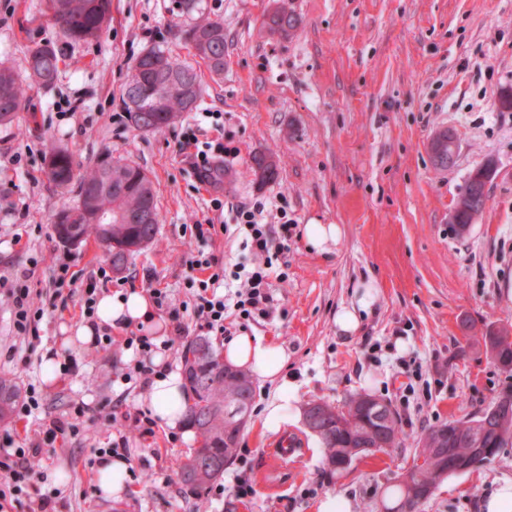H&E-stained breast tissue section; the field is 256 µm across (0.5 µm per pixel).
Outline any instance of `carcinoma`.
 <instances>
[{
    "instance_id": "obj_1",
    "label": "carcinoma",
    "mask_w": 512,
    "mask_h": 512,
    "mask_svg": "<svg viewBox=\"0 0 512 512\" xmlns=\"http://www.w3.org/2000/svg\"><path fill=\"white\" fill-rule=\"evenodd\" d=\"M49 20L61 30L68 43L97 42L112 22V0H46ZM297 16L286 8H277L265 16L264 26L273 35L287 37L298 27ZM184 35L192 43L196 54L208 69L219 75L224 72V24L220 21L202 20L188 29ZM155 55L166 56L163 73L145 71L140 82L130 79L125 89L126 98H142L149 107L146 115L156 120L155 129L161 130L174 124L187 107L189 97H198L199 83L195 70L172 58L160 47L149 49ZM63 48L52 42H40L27 51L28 77L44 87L52 86L59 76V63ZM161 96L162 111L155 113L150 103ZM24 90L15 72L0 66V124L13 122L22 109ZM256 169L261 171V183L272 181L277 176L276 160L266 154L253 157ZM47 175L58 187L68 186L74 179L75 161L66 151L50 148L46 158ZM484 183L468 180L461 196L463 206L457 210L456 230L467 231L474 216L483 210ZM79 199L81 202L57 213L60 227L55 234L79 237L81 242L92 238L100 243L112 266L127 267L136 251L125 253L115 249L110 239L124 237L133 244L152 242L159 224V213L151 180L142 169L130 163L106 158L80 178ZM149 206L154 210L151 224H131L118 220ZM112 214L111 236H105L102 225L96 223L98 213ZM501 369L512 372V342L508 333L493 332L484 337ZM184 375L190 394L187 406V423L195 429L200 446L180 467L182 483L202 492L207 485L224 474V465L236 454L224 442V377L234 380L237 375L224 369V358L219 347L207 336L193 338L182 352ZM19 392L12 379L0 376V422H7L18 401ZM373 397L357 394L346 404L357 405V411L345 413L340 406L324 400L312 401L303 408V415L314 420L328 431L318 436L324 451L325 464L332 470L343 473L344 461H354L367 456L371 449L388 452L402 443L399 418L394 410L383 406V422L377 423L371 414ZM448 430L444 444H438V435ZM482 435V447L491 449V454L512 442V392H501L479 415L468 420L452 419L425 431L419 438L413 459L423 456L427 467L417 463L398 477L392 497L402 507L414 503L417 491L423 488L434 492L445 479L469 471L488 461V457L473 447L471 436Z\"/></svg>"
}]
</instances>
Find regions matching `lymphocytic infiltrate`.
<instances>
[{
    "instance_id": "f902f5d3",
    "label": "lymphocytic infiltrate",
    "mask_w": 512,
    "mask_h": 512,
    "mask_svg": "<svg viewBox=\"0 0 512 512\" xmlns=\"http://www.w3.org/2000/svg\"><path fill=\"white\" fill-rule=\"evenodd\" d=\"M184 144L193 150L191 158L198 180L203 184L210 183L214 172L223 164L225 156L234 152L233 147L218 140L199 145L197 138L191 133L186 134ZM265 211V202L259 200L240 207L234 217L236 227L246 235L245 246L252 256L251 268L228 272L223 260L202 251L192 256L189 261L190 272L185 286L191 294L190 311L196 327L207 335H229L230 330L225 321L231 315L238 319L240 325L245 326L271 314L273 297L269 279L276 271V262L281 251L288 248L291 228L284 218L280 219L278 225L268 224ZM229 276L238 282L234 296L230 299L219 292ZM0 288L4 289L10 303L16 335L37 337L44 311L33 303V290L28 284L27 274L1 276ZM149 292L158 307L169 311L172 323L170 336L159 341L155 337L133 331L118 342L106 330L96 335V343L101 347L109 348L118 342L132 350L136 365L122 375L123 380L128 382H148L150 375L159 371L158 365L154 363L156 352L174 351L176 343L186 333L180 309L174 306L167 289L153 286ZM36 457V448L18 447L10 433L0 434V500L33 488L37 477Z\"/></svg>"
}]
</instances>
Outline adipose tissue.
I'll return each instance as SVG.
<instances>
[{
	"label": "adipose tissue",
	"instance_id": "ef3b65f1",
	"mask_svg": "<svg viewBox=\"0 0 512 512\" xmlns=\"http://www.w3.org/2000/svg\"><path fill=\"white\" fill-rule=\"evenodd\" d=\"M97 324H79L75 340L89 344L95 340L96 327L118 324L154 326L158 315L153 303L142 292L130 291L126 295L105 293L99 297ZM225 362L246 370L261 380L286 384L284 375L287 357L283 349L262 341L259 337L241 333L224 343ZM186 392L179 372L154 374L148 383L147 404L160 423L172 428L181 426L185 410Z\"/></svg>",
	"mask_w": 512,
	"mask_h": 512
}]
</instances>
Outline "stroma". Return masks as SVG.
I'll return each instance as SVG.
<instances>
[{
	"label": "stroma",
	"instance_id": "35a3bbf8",
	"mask_svg": "<svg viewBox=\"0 0 512 512\" xmlns=\"http://www.w3.org/2000/svg\"><path fill=\"white\" fill-rule=\"evenodd\" d=\"M282 6L299 18L287 38L270 34L265 14ZM204 17L224 24V72L196 61L181 35L192 20L177 0H112V22L99 42L66 47L56 83L25 85L18 120L0 125V276L27 272L40 292L39 336H15L0 297V376L19 390L36 386L42 406L13 415L6 430L17 446L40 442L56 420L84 402L90 418L78 435L44 446L38 487L56 473L55 512H317L326 495L350 500L352 512H384L385 494L409 465L429 428L467 419L512 388L484 345L489 331L512 332V0H202ZM43 15V0H0V64L26 74L36 42H62ZM163 47L194 65L200 96L193 111L161 131L132 125L123 96L137 58ZM199 141L224 136L236 146L200 184L179 144L187 130ZM443 130L459 144L454 164L435 167L430 142ZM67 149L79 170L104 155L140 166L156 190L160 224L152 244L130 258L112 288L144 289L145 276L186 300L187 262L198 249L188 227L213 221L221 230L208 249L224 262L247 263L243 237L230 228L235 211L257 200L288 201L295 230L285 259L287 279H272L274 313L247 331L277 343L287 355L291 406L282 424L267 421L275 392L255 381L251 423L237 456L224 467L220 496L196 493L179 468L196 448L193 429L156 425L154 435L129 434V481L124 500L97 496L92 451L118 435L113 411L142 409L146 391L117 381L129 352L67 345L82 316L75 299L53 293V270L66 257L78 282L109 267L104 248L90 240L60 243L54 216L76 204V188H59L45 173L49 146ZM278 160L275 180L259 183L252 158ZM493 168L484 210L464 234L448 219L469 172ZM220 198L223 210L211 205ZM308 224H336L326 250L304 239ZM374 282L378 295L360 329L341 333L342 306ZM381 344L372 352L373 344ZM76 358L72 374L49 377L45 349ZM416 358L431 383V399L402 404L407 383L399 361ZM366 392L399 417L404 441L393 452L353 463L338 476L323 463L318 440L302 424L312 400L342 403ZM295 442L299 465L271 461L279 437ZM257 494L238 499V475ZM512 480V443L478 468L445 479L418 512H482L481 499Z\"/></svg>",
	"mask_w": 512,
	"mask_h": 512
}]
</instances>
